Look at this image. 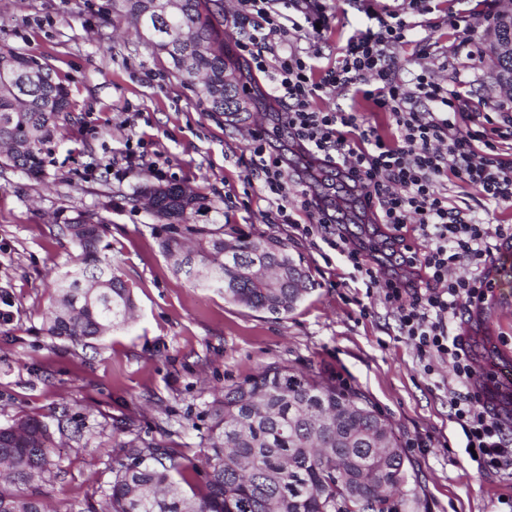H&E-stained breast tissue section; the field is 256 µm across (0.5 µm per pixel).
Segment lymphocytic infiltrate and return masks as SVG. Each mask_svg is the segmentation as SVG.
I'll use <instances>...</instances> for the list:
<instances>
[{
    "label": "lymphocytic infiltrate",
    "mask_w": 512,
    "mask_h": 512,
    "mask_svg": "<svg viewBox=\"0 0 512 512\" xmlns=\"http://www.w3.org/2000/svg\"><path fill=\"white\" fill-rule=\"evenodd\" d=\"M232 18L239 38L236 47L251 73L268 81L269 97L280 108L273 134H254L249 168L260 180L258 194L278 224H291L297 213L312 222L307 233L339 253L351 281L377 292L391 307L398 332L416 349L426 374L448 363L454 383L448 388L451 418L473 447L478 472L512 470V410L501 413L486 384L475 382L477 371L468 345L448 332L473 301L484 299L494 285L492 256L499 240L512 239L511 224H489L449 206L443 179L455 174L487 203L512 204V163L492 159L483 131L461 130L452 116L461 93L450 83L416 76L413 89L400 81L396 55L413 34L399 16L353 31L336 65L318 70L311 43L323 36L334 16L330 0H237ZM304 18L302 38H288L289 11ZM362 95L395 124L393 139L366 125L360 112L314 108L313 99L330 94ZM286 136L300 154L323 171L333 173L354 192L368 211L394 231L415 225L426 246L417 252L399 248L391 267L376 256L373 245L350 238L347 228L321 199L310 194L306 181L313 169L292 175L274 136ZM466 276H453L460 265Z\"/></svg>",
    "instance_id": "lymphocytic-infiltrate-1"
}]
</instances>
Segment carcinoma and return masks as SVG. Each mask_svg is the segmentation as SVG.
<instances>
[{
  "label": "carcinoma",
  "mask_w": 512,
  "mask_h": 512,
  "mask_svg": "<svg viewBox=\"0 0 512 512\" xmlns=\"http://www.w3.org/2000/svg\"><path fill=\"white\" fill-rule=\"evenodd\" d=\"M213 0H179L171 17L150 11L152 0H120L140 38L172 65L205 112L235 121L224 110L242 98L240 82L224 61V38L213 23ZM67 86L36 57L0 49V162L23 173L42 171L70 112ZM152 216L162 224L161 248L175 270L224 299L283 316L312 290L308 272L275 241H232L224 254V225L190 223L207 209L189 186L146 185ZM104 220L80 213L63 229L77 249L74 266L56 282L49 335L86 345L127 324L135 300L102 253ZM199 462L187 464L169 449L123 443L112 467V487L90 512H398L407 458L387 420L366 397L284 364L224 388L207 404ZM52 433L36 418L0 427V466L13 482L29 485L53 472ZM205 472L201 486L180 490L175 477ZM0 512H47L40 497L0 488Z\"/></svg>",
  "instance_id": "cac0c4a2"
}]
</instances>
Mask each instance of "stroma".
Returning a JSON list of instances; mask_svg holds the SVG:
<instances>
[{
  "instance_id": "obj_1",
  "label": "stroma",
  "mask_w": 512,
  "mask_h": 512,
  "mask_svg": "<svg viewBox=\"0 0 512 512\" xmlns=\"http://www.w3.org/2000/svg\"><path fill=\"white\" fill-rule=\"evenodd\" d=\"M416 43L397 53L402 79L427 73L464 81L472 111L458 127L494 131L495 154L512 161V129L501 107L512 99L496 79L494 22L485 0H430ZM318 65H335L348 35L367 25L357 0H335ZM0 47L47 64L70 92V119L42 174L0 166V426L29 415L56 425L67 414L82 438L56 437L53 475L38 490L50 512H86L112 483L124 442L170 448L197 461L203 413L214 392L271 363L350 387L390 424L411 463V495L399 512H512V473H478L462 430L448 416L449 368L423 371L397 335L379 295L353 284L336 253L298 227L272 223L249 185L256 129L275 124L263 76L251 83L245 121L200 111L165 56L138 37L115 0H0ZM143 149L146 160L117 179L113 161ZM187 183L205 198L208 224L224 217L226 238H275L314 287L275 319L196 287L174 270L160 226L136 203L146 183ZM448 202L490 224H511L512 206L491 205L456 176ZM106 222V253L132 288L129 322L82 346L46 332L55 283L76 249L61 232L77 214ZM452 334L466 336L486 368L512 360V297L490 292Z\"/></svg>"
}]
</instances>
